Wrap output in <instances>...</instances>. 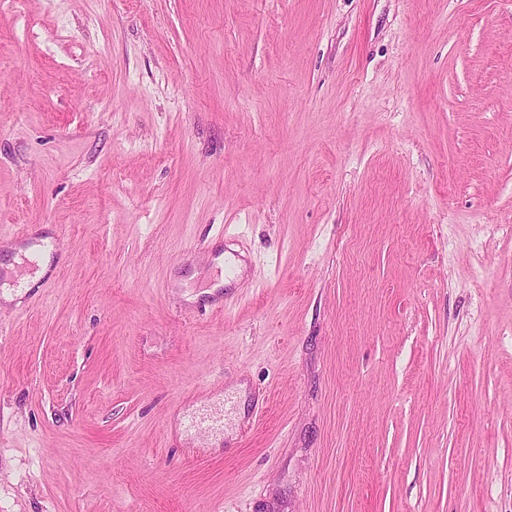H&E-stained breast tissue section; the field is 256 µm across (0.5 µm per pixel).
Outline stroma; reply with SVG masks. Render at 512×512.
Returning <instances> with one entry per match:
<instances>
[{"label":"stroma","instance_id":"35a3bbf8","mask_svg":"<svg viewBox=\"0 0 512 512\" xmlns=\"http://www.w3.org/2000/svg\"><path fill=\"white\" fill-rule=\"evenodd\" d=\"M26 229L0 512H512V0H17ZM52 263V255L50 251H43L40 255L39 270L32 276L26 277L18 286L5 282L2 285L0 298L8 303L14 302L17 298L21 297L24 292L30 290L37 284V282L48 272Z\"/></svg>","mask_w":512,"mask_h":512}]
</instances>
